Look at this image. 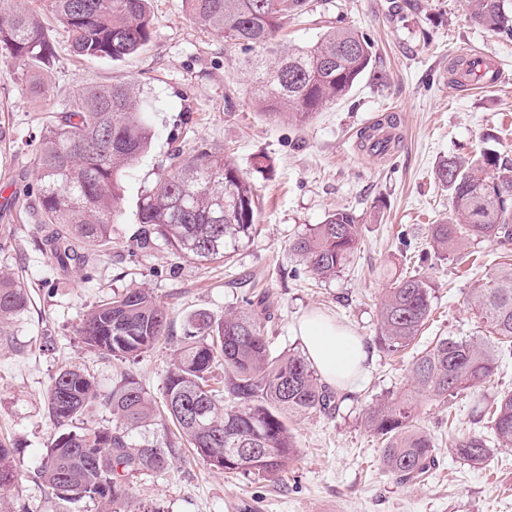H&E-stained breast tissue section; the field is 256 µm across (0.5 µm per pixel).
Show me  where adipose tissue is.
I'll return each mask as SVG.
<instances>
[{
	"instance_id": "ef3b65f1",
	"label": "adipose tissue",
	"mask_w": 512,
	"mask_h": 512,
	"mask_svg": "<svg viewBox=\"0 0 512 512\" xmlns=\"http://www.w3.org/2000/svg\"><path fill=\"white\" fill-rule=\"evenodd\" d=\"M305 353L322 382L339 392H353L368 359L364 339L347 326L311 311L297 322Z\"/></svg>"
}]
</instances>
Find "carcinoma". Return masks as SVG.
<instances>
[{
  "label": "carcinoma",
  "instance_id": "cac0c4a2",
  "mask_svg": "<svg viewBox=\"0 0 512 512\" xmlns=\"http://www.w3.org/2000/svg\"><path fill=\"white\" fill-rule=\"evenodd\" d=\"M66 29L77 56L121 61L147 46L154 21L148 0H43ZM186 12L224 47L248 55L252 99L274 116L305 127L336 103L373 68L367 38L333 27L307 46H285L288 20L302 14L307 0H183ZM472 21L512 39V0H465ZM0 53L23 72L51 63L54 47L38 16L17 7L0 17ZM148 104L131 84L83 87L73 93L62 119L46 127L35 154L38 171V249L61 269L90 263V247L111 238L122 204L121 176L147 152L152 129ZM399 137L380 143L370 131L361 147L385 153ZM177 163L141 197L133 247L151 250L161 241L196 261H220L228 248L255 228L253 186L234 163L212 152L175 156ZM451 193L454 218L431 228V247L441 258L468 261L475 245L512 241V162L494 151L469 161L451 156L436 171ZM359 217L346 208L329 213L292 245L322 279H334L357 251ZM435 285L418 272L391 280L378 308L380 345L396 354L416 345L432 310ZM484 327L476 340L439 337L416 352L410 367V394L382 401L365 424L382 444V463L402 482H418L430 471L431 437L417 425L414 399L442 405L479 386L512 364V263L503 261L490 281L467 298ZM29 303L25 289L0 275V328ZM261 303L248 312L217 320L205 311L186 318L177 358L164 383L158 407L131 373L109 394L88 372L65 367L55 375L43 401L50 418L65 431L40 455L36 473L51 493L72 504H101L102 512H130L128 476L165 472L178 448L190 446L204 461L227 474L254 480L278 478L296 448L291 418L331 406V395L301 355L274 352L264 328ZM77 336L85 348L118 360L135 359L171 336L167 311L147 290L126 288L83 315ZM216 367L224 388L210 386ZM110 409L112 427L78 426L93 408ZM490 433L473 431L452 452L482 465L489 444L512 447V390L486 403ZM157 425L163 444H135L130 434ZM14 449L0 442V500L13 485Z\"/></svg>",
  "mask_w": 512,
  "mask_h": 512
}]
</instances>
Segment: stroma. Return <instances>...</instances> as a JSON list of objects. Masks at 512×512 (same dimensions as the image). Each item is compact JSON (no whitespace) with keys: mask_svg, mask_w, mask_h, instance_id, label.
<instances>
[{"mask_svg":"<svg viewBox=\"0 0 512 512\" xmlns=\"http://www.w3.org/2000/svg\"><path fill=\"white\" fill-rule=\"evenodd\" d=\"M149 8L150 44L117 62L74 56L63 26L48 21L55 57L36 73L39 95L28 92L26 76L0 53V188L22 195L35 187L39 135L60 120L78 88L136 82L151 104L154 130L150 150L123 178L112 238L94 251L88 270L59 272L35 246L37 225L0 210V273L14 276L30 298L0 330V442L22 461L7 512H71L32 467L59 433L43 394L61 368L87 370L104 393L128 372L162 399L187 316L201 310L223 318L246 310L257 292L271 314L266 334L275 352L302 353L295 322L315 310L366 340V375L352 394L336 395L335 409L291 421L296 458L281 480L230 477L183 448L165 473L131 478V512H512V448L495 449L478 468L450 452L459 435L475 429V402L512 390V366L456 398V424L441 405L419 400L418 424L435 444L424 482L389 475L381 444L365 426L371 406L410 388L411 356L388 355L376 341L390 273L416 269L433 281L435 310L424 340H469L480 334L466 302L470 288L512 259V243L497 240L481 242L477 260L460 265L434 258L430 247L432 225L453 216L450 194L435 177L439 162L485 149L512 158V41L475 25L464 0H308L305 14L288 22L289 41L313 43L336 23L367 36L373 69L300 129L253 105L242 54L225 50L222 38L192 21L183 0H149ZM472 49L500 62L497 88L465 92L452 83L449 61ZM389 114L401 140L389 157L371 155L358 136ZM204 149L223 153L255 186L253 234L216 262L180 258L162 243L131 249L141 195L167 173L174 152ZM338 208L359 217L360 244L339 276L323 280L291 246ZM133 287L164 305L173 340L131 362L84 348L76 335L83 313Z\"/></svg>","mask_w":512,"mask_h":512,"instance_id":"obj_1","label":"stroma"}]
</instances>
